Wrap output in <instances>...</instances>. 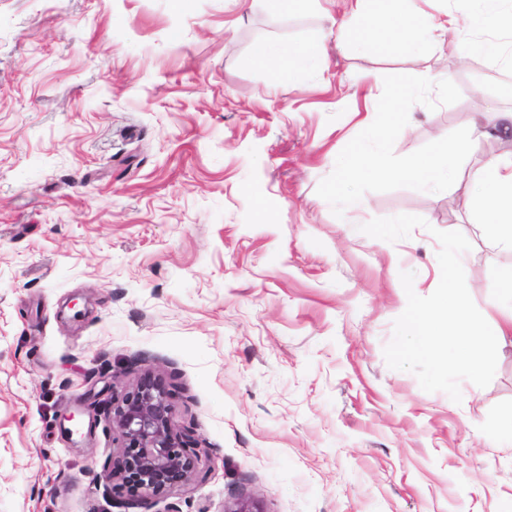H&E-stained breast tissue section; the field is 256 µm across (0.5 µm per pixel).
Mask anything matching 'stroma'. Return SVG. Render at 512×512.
I'll list each match as a JSON object with an SVG mask.
<instances>
[{"label":"stroma","mask_w":512,"mask_h":512,"mask_svg":"<svg viewBox=\"0 0 512 512\" xmlns=\"http://www.w3.org/2000/svg\"><path fill=\"white\" fill-rule=\"evenodd\" d=\"M478 9L416 0L449 32L363 53L343 0H0V512H119L93 476L122 436L93 404L147 373L199 443L152 512H512V450L482 437L512 418V344L448 386L400 349L449 277L474 327L500 320L512 248L467 173L501 150L359 212L316 193L384 76L463 96L413 105L399 155L472 127L471 94L512 112L481 81L506 68L461 64ZM284 38L325 40V74L258 62Z\"/></svg>","instance_id":"35a3bbf8"}]
</instances>
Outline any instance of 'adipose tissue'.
<instances>
[{
    "instance_id": "1",
    "label": "adipose tissue",
    "mask_w": 512,
    "mask_h": 512,
    "mask_svg": "<svg viewBox=\"0 0 512 512\" xmlns=\"http://www.w3.org/2000/svg\"><path fill=\"white\" fill-rule=\"evenodd\" d=\"M431 38L429 26L419 23L380 25L372 23L359 37L367 51L398 45L406 49L424 46ZM324 43L309 46L291 41L265 44L259 62H273L282 74L321 72L326 68ZM474 200L482 208L489 232L502 245L512 248V161L491 162L469 175ZM505 310L493 330H475L466 304L457 298L442 301L433 309L416 313L405 329L403 348L414 359L431 358L439 371L437 380L451 382L459 373L479 377L487 358L512 338V286L500 295Z\"/></svg>"
}]
</instances>
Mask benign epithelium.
Instances as JSON below:
<instances>
[{
  "label": "benign epithelium",
  "mask_w": 512,
  "mask_h": 512,
  "mask_svg": "<svg viewBox=\"0 0 512 512\" xmlns=\"http://www.w3.org/2000/svg\"><path fill=\"white\" fill-rule=\"evenodd\" d=\"M111 414L112 427L123 438L121 462L96 480H117L137 491L121 507L145 509L152 498L190 481L198 461L197 442L190 432L174 429L169 391L159 378L145 374L112 400Z\"/></svg>",
  "instance_id": "7a95c632"
}]
</instances>
